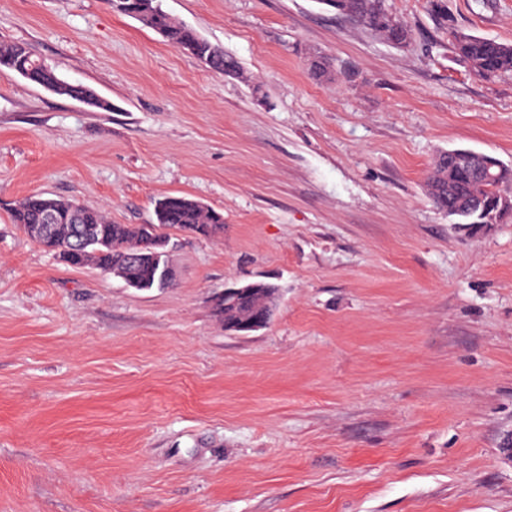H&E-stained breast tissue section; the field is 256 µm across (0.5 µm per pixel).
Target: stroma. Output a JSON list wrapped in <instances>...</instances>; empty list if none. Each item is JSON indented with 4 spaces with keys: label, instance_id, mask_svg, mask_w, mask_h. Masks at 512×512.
<instances>
[{
    "label": "stroma",
    "instance_id": "35a3bbf8",
    "mask_svg": "<svg viewBox=\"0 0 512 512\" xmlns=\"http://www.w3.org/2000/svg\"><path fill=\"white\" fill-rule=\"evenodd\" d=\"M443 4L388 0L402 47L320 0H162L228 74L106 0H0V41L110 104L0 73V512H512V219L426 187L454 148L512 166V73L444 29L512 43V0ZM38 193L116 224L184 194L224 232L167 229L174 281L137 290L12 224ZM250 282L279 305L227 332ZM453 48L458 61L474 75L491 80L512 73V43L450 31ZM253 289L252 294L245 300L239 303H235L239 296H244L248 293L249 288L244 286L224 288V291L216 294L217 297H224V300H229L234 305L226 306L225 303L215 301L213 310L215 316L224 323V327L230 323L242 321L247 319L256 308L266 304L269 300V296L266 293L268 283L255 282L249 284Z\"/></svg>",
    "mask_w": 512,
    "mask_h": 512
}]
</instances>
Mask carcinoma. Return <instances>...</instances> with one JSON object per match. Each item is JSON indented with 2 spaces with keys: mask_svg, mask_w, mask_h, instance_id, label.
I'll use <instances>...</instances> for the list:
<instances>
[{
  "mask_svg": "<svg viewBox=\"0 0 512 512\" xmlns=\"http://www.w3.org/2000/svg\"><path fill=\"white\" fill-rule=\"evenodd\" d=\"M352 21L368 28L389 43L401 37H412L411 30L388 10L385 0H320ZM113 12L132 17L153 30L167 44L186 53L209 68L222 71L228 63L237 69L235 61L209 41L163 10L160 0H106ZM458 61L474 75L491 80L512 73V43L450 31ZM309 70L318 80H327L333 73L331 63L322 56L309 60ZM0 70L13 71L24 79L72 99L90 98V105L109 109L111 105L92 90H84L81 83L62 80L56 67L36 58L30 49L13 42H0ZM482 169L493 178L487 179L463 166L448 163V153L439 155L427 178L428 192L434 204L448 212L451 223L494 224L501 209L504 186L512 182V168L498 159L483 155ZM12 223L45 250L69 262L67 248L74 229L89 226L93 241L80 253L77 265H92L97 269L124 270L136 279L139 288L160 286L158 265L151 252L133 267H122L125 257L141 248L149 235L159 236L161 230L176 228L189 230L199 238H216L224 233V214L186 195H167L155 203V221L152 224H114L100 210L85 207L74 200L33 194L7 204ZM53 218V236L43 238L34 233L42 224L44 215ZM252 294L234 305L215 302V316L229 325L247 319L256 308L266 304L268 284H251Z\"/></svg>",
  "mask_w": 512,
  "mask_h": 512,
  "instance_id": "cac0c4a2",
  "label": "carcinoma"
}]
</instances>
